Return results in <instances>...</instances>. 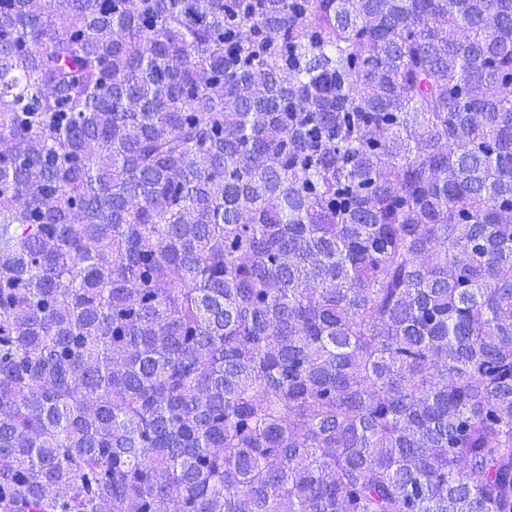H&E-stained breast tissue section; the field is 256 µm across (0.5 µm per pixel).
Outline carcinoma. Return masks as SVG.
<instances>
[{
    "label": "carcinoma",
    "instance_id": "obj_1",
    "mask_svg": "<svg viewBox=\"0 0 512 512\" xmlns=\"http://www.w3.org/2000/svg\"><path fill=\"white\" fill-rule=\"evenodd\" d=\"M0 512H512V0H0Z\"/></svg>",
    "mask_w": 512,
    "mask_h": 512
}]
</instances>
